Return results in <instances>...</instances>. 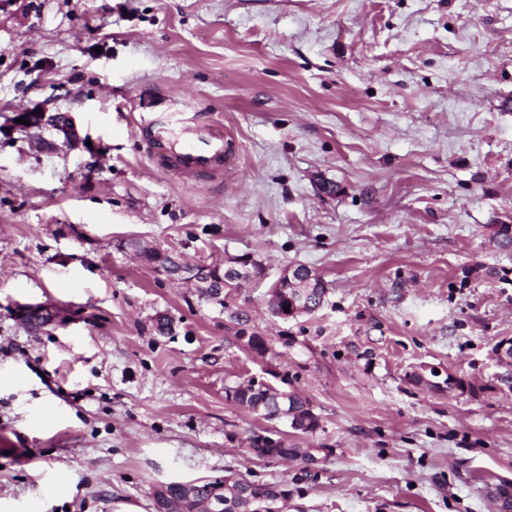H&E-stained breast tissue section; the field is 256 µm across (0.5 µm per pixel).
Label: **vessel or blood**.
I'll list each match as a JSON object with an SVG mask.
<instances>
[{
  "instance_id": "obj_1",
  "label": "vessel or blood",
  "mask_w": 512,
  "mask_h": 512,
  "mask_svg": "<svg viewBox=\"0 0 512 512\" xmlns=\"http://www.w3.org/2000/svg\"><path fill=\"white\" fill-rule=\"evenodd\" d=\"M147 151L161 170L201 182L221 168L232 167L235 149L224 126L200 115L184 119L174 114L145 120Z\"/></svg>"
}]
</instances>
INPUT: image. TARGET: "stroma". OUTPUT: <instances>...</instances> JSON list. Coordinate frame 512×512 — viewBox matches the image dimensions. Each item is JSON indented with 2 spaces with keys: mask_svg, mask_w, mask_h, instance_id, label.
<instances>
[{
  "mask_svg": "<svg viewBox=\"0 0 512 512\" xmlns=\"http://www.w3.org/2000/svg\"><path fill=\"white\" fill-rule=\"evenodd\" d=\"M159 112L223 123L235 167L163 173L136 126ZM67 115L72 142L49 123ZM502 222L512 0H0V512H154L174 481H291L301 463L246 451L270 427L327 451L287 512H498L512 282L472 269L512 272ZM130 240L189 266L248 254L265 277L220 302ZM296 264L328 292L283 319L267 289ZM421 366L465 390L414 386ZM251 379L307 398L319 429L227 401Z\"/></svg>",
  "mask_w": 512,
  "mask_h": 512,
  "instance_id": "1",
  "label": "stroma"
}]
</instances>
